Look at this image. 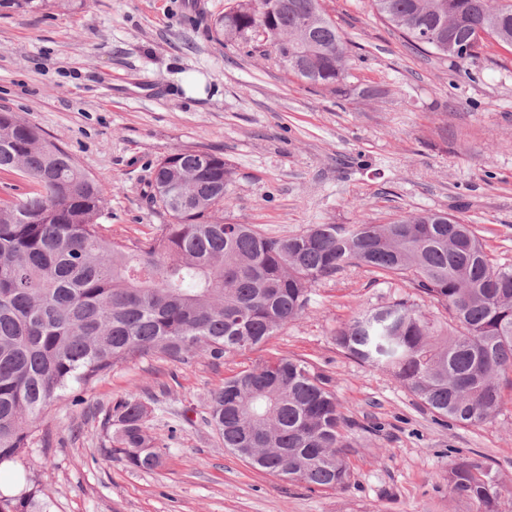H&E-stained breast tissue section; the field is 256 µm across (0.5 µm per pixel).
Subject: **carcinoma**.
Instances as JSON below:
<instances>
[{"label":"carcinoma","instance_id":"1","mask_svg":"<svg viewBox=\"0 0 512 512\" xmlns=\"http://www.w3.org/2000/svg\"><path fill=\"white\" fill-rule=\"evenodd\" d=\"M72 0H0V7L59 10ZM224 13L216 37L237 38L268 21L294 47L317 0H288L274 13ZM377 13L418 49L463 61L448 44L491 25L512 47V0H372ZM317 53L304 79L334 89L347 46L328 17L313 23ZM440 42L420 41L421 30ZM0 172H20L32 189L0 202V467L25 454L42 415L73 382L103 376L137 356L213 359L265 343L306 311L314 284L348 265L405 279L441 305L442 323L418 305L389 306L382 322L360 309L333 333L349 357L383 369L445 423L480 426L512 387V267L494 265L486 240L448 212L407 213L388 224H314L270 236L254 224L224 223V157L178 150L151 172V199L171 222L129 238L102 224L107 191L71 153L14 112H0ZM153 409L128 395L105 418L113 451L134 470L161 464L149 426ZM207 424L253 467L308 487L344 488L357 444L330 378L304 360L279 357L224 379ZM453 494L476 512H501L492 468L462 456L449 474ZM40 482L25 477L0 491V512H49Z\"/></svg>","mask_w":512,"mask_h":512}]
</instances>
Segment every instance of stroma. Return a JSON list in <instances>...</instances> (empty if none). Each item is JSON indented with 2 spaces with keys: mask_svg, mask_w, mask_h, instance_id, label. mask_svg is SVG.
<instances>
[{
  "mask_svg": "<svg viewBox=\"0 0 512 512\" xmlns=\"http://www.w3.org/2000/svg\"><path fill=\"white\" fill-rule=\"evenodd\" d=\"M235 0H73L69 10H0V112L19 113L107 189L113 231L151 235V168L177 150L223 156L224 221L274 236L313 224H386L444 211L512 267V49L464 63L411 49L371 0H322L349 42L339 91L289 73L261 36L211 33ZM415 300L411 285L349 266L316 284L306 312L253 350L220 360L158 355L71 384L28 453L0 471L45 487L50 512H475L453 495L458 454L486 461L512 512V389L480 426L439 424L391 375L348 357L333 331L360 308ZM328 375L357 452L343 488L309 489L253 468L205 421L212 391L265 360ZM152 410L161 467L129 468L104 446L113 402Z\"/></svg>",
  "mask_w": 512,
  "mask_h": 512,
  "instance_id": "stroma-1",
  "label": "stroma"
}]
</instances>
